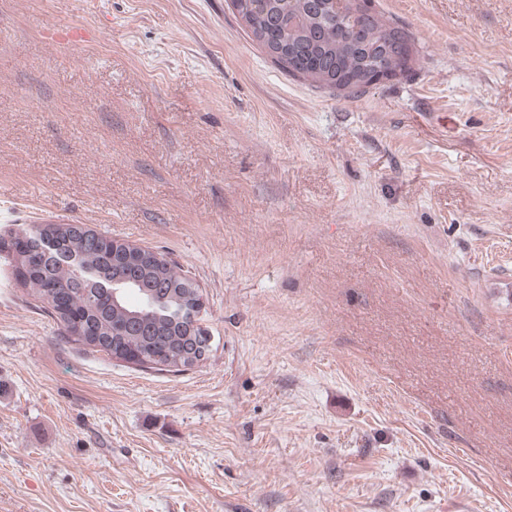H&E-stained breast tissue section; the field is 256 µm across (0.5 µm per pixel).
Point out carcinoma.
<instances>
[{
  "label": "carcinoma",
  "instance_id": "cac0c4a2",
  "mask_svg": "<svg viewBox=\"0 0 512 512\" xmlns=\"http://www.w3.org/2000/svg\"><path fill=\"white\" fill-rule=\"evenodd\" d=\"M248 36L288 76L349 98L390 72L412 68L416 38L375 11L336 0H234ZM0 254L18 285L47 307L69 341L133 366L162 363L182 372L199 366L195 342L207 329L179 319L183 295L202 296L195 280L167 257L77 224H30L0 236ZM131 284L112 303V280Z\"/></svg>",
  "mask_w": 512,
  "mask_h": 512
}]
</instances>
